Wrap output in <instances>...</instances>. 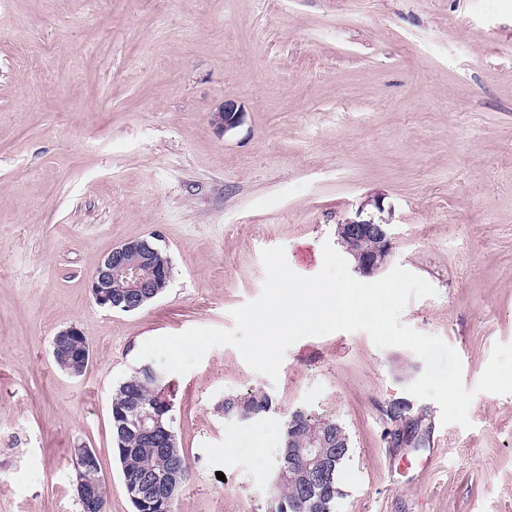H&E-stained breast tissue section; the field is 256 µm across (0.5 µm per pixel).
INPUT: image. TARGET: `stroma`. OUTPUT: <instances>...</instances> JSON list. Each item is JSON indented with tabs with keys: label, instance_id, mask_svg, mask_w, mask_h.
Instances as JSON below:
<instances>
[{
	"label": "stroma",
	"instance_id": "stroma-1",
	"mask_svg": "<svg viewBox=\"0 0 512 512\" xmlns=\"http://www.w3.org/2000/svg\"><path fill=\"white\" fill-rule=\"evenodd\" d=\"M227 101L244 117L222 134ZM360 210L387 220L392 251L355 279L428 281L401 320L452 346L473 388L512 343V0H0V512H81L79 448L107 512H134L110 408L143 343L231 329L261 293L262 249L315 275ZM154 236L166 290L133 313L97 306L99 262ZM72 326L92 350L78 376L51 356ZM423 370L362 331L296 341L274 380L210 349L166 376L189 465L175 512H269L296 411L349 436L333 512H512V394L445 426L407 391ZM252 388L270 412L217 413ZM397 402L415 434L395 445ZM99 468L97 456L90 448H84L80 457V469L77 474L76 490L78 495H86L91 489L97 486L96 497L92 503L81 502V512H99V507L103 503L106 506L107 502V489L104 483L99 484L102 480L98 476Z\"/></svg>",
	"mask_w": 512,
	"mask_h": 512
}]
</instances>
